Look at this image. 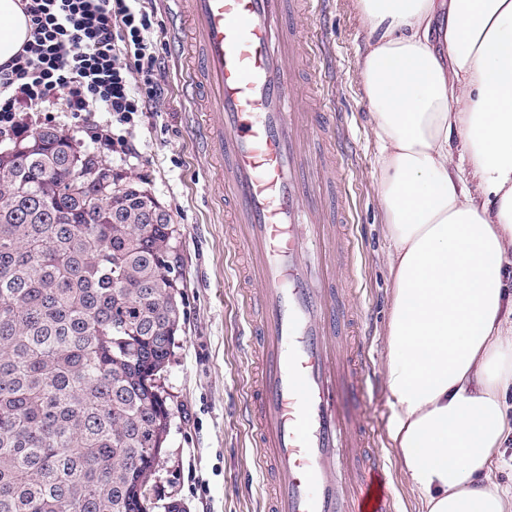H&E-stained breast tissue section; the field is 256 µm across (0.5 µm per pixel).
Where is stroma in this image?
Returning <instances> with one entry per match:
<instances>
[{
	"instance_id": "obj_1",
	"label": "stroma",
	"mask_w": 512,
	"mask_h": 512,
	"mask_svg": "<svg viewBox=\"0 0 512 512\" xmlns=\"http://www.w3.org/2000/svg\"><path fill=\"white\" fill-rule=\"evenodd\" d=\"M304 29L320 49L321 71L312 91L335 112L345 133L338 171L356 256L354 301L365 314L362 337L371 363L367 396L346 397L341 408L371 428L375 450L390 470L399 512H422L389 451L391 405L381 367L387 356L392 280L373 177L370 107L357 74L358 48L366 33L352 0H321ZM158 51L165 59L164 97L132 124L115 128L133 145V153L122 157L103 146L97 149L114 174L141 182L156 196L169 211L178 238L182 329L162 381L172 420L149 489L159 502L180 501L185 512H263L257 450L245 419L254 358L243 344L245 304L235 250L226 239L217 172L204 150L200 117L183 90L178 46L168 35Z\"/></svg>"
}]
</instances>
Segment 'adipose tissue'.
I'll use <instances>...</instances> for the list:
<instances>
[{"label":"adipose tissue","mask_w":512,"mask_h":512,"mask_svg":"<svg viewBox=\"0 0 512 512\" xmlns=\"http://www.w3.org/2000/svg\"><path fill=\"white\" fill-rule=\"evenodd\" d=\"M393 279L388 436L424 512H512V0H354ZM29 38L0 0V63Z\"/></svg>","instance_id":"adipose-tissue-1"}]
</instances>
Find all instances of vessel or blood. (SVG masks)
<instances>
[{"label": "vessel or blood", "instance_id": "1", "mask_svg": "<svg viewBox=\"0 0 512 512\" xmlns=\"http://www.w3.org/2000/svg\"><path fill=\"white\" fill-rule=\"evenodd\" d=\"M175 38L210 118L227 233L247 290L254 442L264 512H396L370 429L339 403L370 371L352 272L335 115L301 76L316 70L301 22L313 0H173Z\"/></svg>", "mask_w": 512, "mask_h": 512}]
</instances>
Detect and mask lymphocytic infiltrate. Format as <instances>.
I'll list each match as a JSON object with an SVG mask.
<instances>
[{
	"mask_svg": "<svg viewBox=\"0 0 512 512\" xmlns=\"http://www.w3.org/2000/svg\"><path fill=\"white\" fill-rule=\"evenodd\" d=\"M30 37L0 65V138L25 135L26 112L64 98L92 143L132 151L114 125H128L164 94L157 42L164 33L149 0H20ZM106 121H95L97 111Z\"/></svg>",
	"mask_w": 512,
	"mask_h": 512,
	"instance_id": "obj_1",
	"label": "lymphocytic infiltrate"
}]
</instances>
